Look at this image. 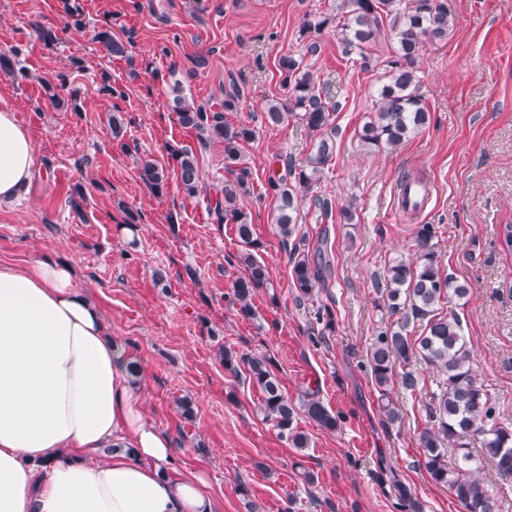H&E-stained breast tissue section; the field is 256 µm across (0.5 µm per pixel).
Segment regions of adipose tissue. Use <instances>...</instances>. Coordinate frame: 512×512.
Returning <instances> with one entry per match:
<instances>
[{
	"instance_id": "1",
	"label": "adipose tissue",
	"mask_w": 512,
	"mask_h": 512,
	"mask_svg": "<svg viewBox=\"0 0 512 512\" xmlns=\"http://www.w3.org/2000/svg\"><path fill=\"white\" fill-rule=\"evenodd\" d=\"M34 170L28 129L0 110V205ZM130 361L69 265L0 264V512H216L205 473L170 468Z\"/></svg>"
}]
</instances>
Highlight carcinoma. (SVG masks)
<instances>
[{
  "label": "carcinoma",
  "mask_w": 512,
  "mask_h": 512,
  "mask_svg": "<svg viewBox=\"0 0 512 512\" xmlns=\"http://www.w3.org/2000/svg\"><path fill=\"white\" fill-rule=\"evenodd\" d=\"M60 3L68 26L76 30L85 27L81 0ZM453 27L444 0H336L331 11L318 12L305 20L301 38L306 41V52L314 54L319 49L321 33L333 28L340 34L344 54L353 66L369 72L372 63H379L374 116L363 124L360 140L369 148L393 150L417 134L429 120L425 98L417 93L419 51L427 43L445 40ZM94 39L109 56H128L130 42L114 36L110 25L100 26ZM387 39L390 51L381 61L374 51ZM279 68L288 97L269 100L264 106V119L270 126L294 120L302 124L312 139L305 164H291L287 174L269 181L277 199L272 223L286 243L295 234L299 208L307 197H312L324 217L332 213L329 199L314 190L328 173L335 152L331 115L337 103L331 101L328 87L314 77L303 57L285 54L279 60ZM46 93L58 107L79 111L77 93L59 98L51 85L46 86ZM238 100L237 89L224 91V111L217 112L196 103L178 84L172 90V109L179 124L195 132L203 148L214 141L223 143L224 161L230 171L241 164L242 145L254 136L253 129L224 121V113L236 110ZM172 156L182 191L191 198L198 196L205 189L199 157L188 148H175ZM140 177L155 195L165 192L168 177L154 162H140ZM247 194L244 174L224 180L216 188L213 213L217 223L227 221L235 225L241 246L237 262L243 266L244 275L233 285V300L240 316L253 319V298L259 289L270 284V273L256 258L260 243L254 238L251 216L242 203ZM70 205L77 217H84L87 196L82 186L71 190ZM435 237L433 225H416V258L397 259L384 271V303L390 313H399L401 317L377 331L368 356L370 378L382 413L394 423L401 416L393 396L396 386L416 391L420 375L414 365L418 362L436 371L437 391L431 397L427 420L417 434L422 465L430 480L448 488L466 512H500L498 498L484 487L477 473L489 464L499 476H512V425L501 424L495 418L492 397L474 368L461 320L454 313L443 311L444 305L467 298L471 288L442 271ZM290 263L298 297L313 298L316 286L323 281L322 263L297 245L290 254ZM314 319L321 326L318 336L322 337L332 329L334 313L320 306ZM412 322L424 326L421 335L412 336ZM219 356L225 369L235 373L240 368L245 370L250 383L261 393L255 406L257 415L273 423L290 447L301 451L310 444L307 433L298 427L300 411L323 430L334 431L339 426V416L314 389L306 391L301 408H296L284 393L271 358L239 353L224 346L220 347ZM450 449L458 458L453 468L448 467ZM394 491L405 512H422L421 503L405 486L396 484Z\"/></svg>",
  "instance_id": "carcinoma-1"
}]
</instances>
